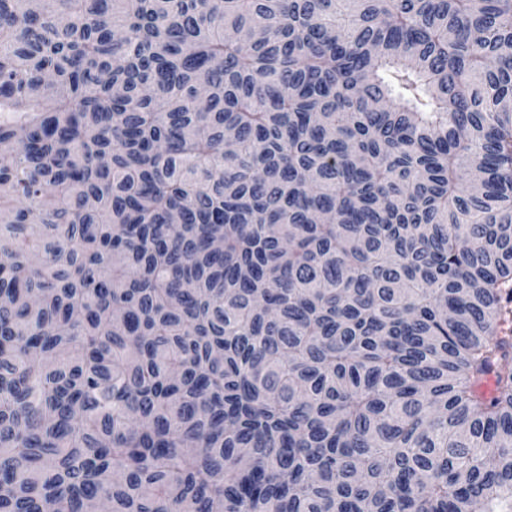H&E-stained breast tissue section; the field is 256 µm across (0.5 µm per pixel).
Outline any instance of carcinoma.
<instances>
[{
    "label": "carcinoma",
    "instance_id": "obj_1",
    "mask_svg": "<svg viewBox=\"0 0 512 512\" xmlns=\"http://www.w3.org/2000/svg\"><path fill=\"white\" fill-rule=\"evenodd\" d=\"M511 362L512 0H0V512H512Z\"/></svg>",
    "mask_w": 512,
    "mask_h": 512
}]
</instances>
